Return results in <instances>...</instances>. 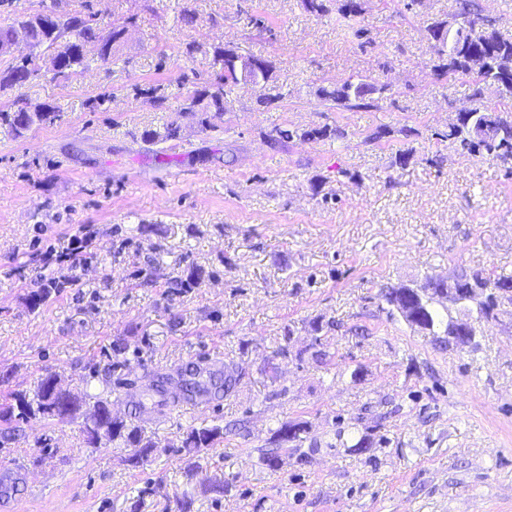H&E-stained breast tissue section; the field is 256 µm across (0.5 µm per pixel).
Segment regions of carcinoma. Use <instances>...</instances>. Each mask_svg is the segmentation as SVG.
<instances>
[{"label":"carcinoma","instance_id":"obj_1","mask_svg":"<svg viewBox=\"0 0 512 512\" xmlns=\"http://www.w3.org/2000/svg\"><path fill=\"white\" fill-rule=\"evenodd\" d=\"M336 11L342 18L352 20L362 15L364 8L361 0H342L336 5ZM480 16L469 8V0H464L463 9L450 20L435 22L426 26L428 40L440 63L436 66L439 74H461L473 76L475 85L473 97L481 96L478 85L498 83L512 86V38H506L489 22H482V29L476 30L472 23ZM28 29L33 41L35 53L20 59L10 60L7 67L0 68V75H6L3 83L11 87H25L35 82L42 72H51L63 80L85 68L89 55L106 62L112 57V50L119 41L122 31L116 27L104 32L92 18L78 13H62L57 6L44 5L41 9L18 16L14 23L0 25V58L11 55L7 36L15 26ZM69 45L63 53H42V48L50 49L60 40ZM215 61L221 63L210 87L195 92L189 97L188 110L200 113L199 123L202 129L213 128L212 120L224 115V99L227 89L241 81H249L264 90L258 102L265 104L276 99L266 93L271 79L272 67L260 63L254 64L256 57H241L234 50L214 51ZM474 57L485 61L484 69L474 72L469 62ZM377 88L367 82H353L349 79L337 82L333 89H321V96L350 108H364L374 102L373 94ZM58 118L54 108L44 105L37 112L19 109L0 110V126H7L17 133L28 129L35 123H53ZM448 144L471 155L488 160L507 162L512 156V113L490 111L476 106L461 113L457 121L448 126V132L442 134ZM204 271L192 268L177 276L172 287L181 290L200 285ZM449 287L455 288L464 300L463 323L451 315H442L435 308L439 303L436 295ZM60 288L54 277L43 280L39 288L28 297L31 307L44 303L51 291ZM423 288L428 290L422 299L416 302L421 323L416 328L427 331L433 336H444L448 345L456 344L458 329L466 327L474 333L473 323L494 317V311L503 301L512 302V277L498 276L490 272L475 270L459 275L453 284L441 280L426 278ZM413 286L400 284L381 289L380 297L388 306L389 316L399 311L406 293ZM240 381L235 366L231 363L211 361L204 357L176 370V377H160L152 384L147 395L159 397V400L146 404L139 399L134 402L130 419L112 417L107 400L94 396L92 405L57 387V379L50 374L42 378L32 393L11 391L0 393V450L16 442L20 424L40 418L46 421L75 420L83 418V433L93 445L98 443L97 434H102L111 442L120 441L124 447L134 449L130 462L135 465L148 461V455L154 448L150 441H143L135 420L149 409L161 410L176 405L182 399L197 397H227L231 395ZM223 437V428H192L181 441V448L187 453L201 452L215 447Z\"/></svg>","mask_w":512,"mask_h":512}]
</instances>
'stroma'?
Listing matches in <instances>:
<instances>
[{"label": "stroma", "instance_id": "1", "mask_svg": "<svg viewBox=\"0 0 512 512\" xmlns=\"http://www.w3.org/2000/svg\"><path fill=\"white\" fill-rule=\"evenodd\" d=\"M57 5L123 34L72 79L0 88V107L22 97L59 112L20 135L0 127V372L16 391L55 374L121 418L154 375L202 357L240 381L197 413L144 415L154 448L139 468L131 449L87 444L80 422L29 420L0 455V475H20L0 512H177L186 496L192 512H512V304L451 347L388 317L380 297L429 276H512V164L440 139L462 110H512L496 87L477 100L472 77L435 70L425 27L460 0H364L349 22L303 0ZM219 47L270 61L280 97L258 103L239 83L205 130L184 104L219 73ZM348 78L383 91L368 108L320 96ZM170 124L177 138L141 140ZM276 128L296 136L271 140ZM319 128L331 136L303 138ZM192 266L201 285L171 295ZM48 276L69 285L30 308ZM216 424L214 448L172 452ZM284 424L302 425L298 441L277 438ZM363 437L372 447L357 449Z\"/></svg>", "mask_w": 512, "mask_h": 512}]
</instances>
